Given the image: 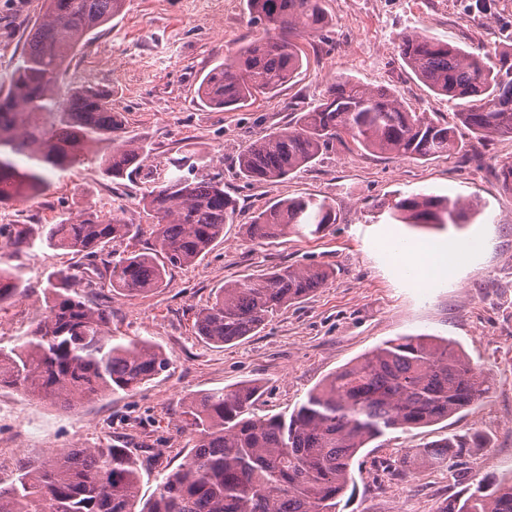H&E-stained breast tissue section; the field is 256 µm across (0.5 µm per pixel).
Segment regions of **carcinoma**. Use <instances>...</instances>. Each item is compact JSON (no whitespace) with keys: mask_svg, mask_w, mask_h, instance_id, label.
I'll list each match as a JSON object with an SVG mask.
<instances>
[{"mask_svg":"<svg viewBox=\"0 0 512 512\" xmlns=\"http://www.w3.org/2000/svg\"><path fill=\"white\" fill-rule=\"evenodd\" d=\"M124 2L46 0L8 82H0L1 205L42 192L49 176L70 171L103 140L112 142V152L102 159L107 175L130 178L146 168L147 146L124 135L109 93L92 84L58 89L71 57ZM247 7L262 35L203 71L197 96L205 107L241 110L277 92L307 60L300 40L322 35L330 24L323 0H247ZM398 48L433 93L458 102L452 120L415 112L390 89L342 74L317 105L295 113L294 124L243 149L235 159L239 176L249 183H276L348 138L371 152L429 160L458 152L461 129L477 139L512 137V45L480 55L411 31ZM44 114L47 123L40 121ZM17 156L32 166L19 172ZM203 164V157L186 152L152 179L142 197L153 237L148 252L126 248L116 255L112 244L133 241L142 225L127 223L118 211L90 207L54 224L18 225L8 244L99 257L118 294L163 288L169 269L205 256L224 240V226L235 223L239 212L224 181L198 177ZM476 208L471 201L422 194L389 206L392 218L405 224L442 228L467 223ZM336 221L335 208L324 198L276 199L254 211L244 235L272 243L292 234L315 236ZM328 277L324 268L289 265L226 281L197 312L196 333L213 344H233ZM75 279L66 269L48 277L42 318L24 343L0 348V389L71 409L136 391L167 370L169 357L159 347L114 338L109 313L81 295ZM26 294L22 270L0 269V309ZM490 389V378L449 349L448 339L402 336L333 373L289 415H256L259 386L251 380L183 400L178 421L193 435L194 447L145 501L139 497V461L128 449L64 448L0 487V512H339L353 481V461L371 440L447 420ZM479 443L477 432L448 436L415 449L400 467L387 468L406 478L415 469L446 465ZM438 512H512V483L480 482L448 497Z\"/></svg>","mask_w":512,"mask_h":512,"instance_id":"carcinoma-1","label":"carcinoma"}]
</instances>
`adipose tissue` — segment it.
I'll list each match as a JSON object with an SVG mask.
<instances>
[{
  "label": "adipose tissue",
  "instance_id": "ef3b65f1",
  "mask_svg": "<svg viewBox=\"0 0 512 512\" xmlns=\"http://www.w3.org/2000/svg\"><path fill=\"white\" fill-rule=\"evenodd\" d=\"M393 258L402 273L425 284L443 271L465 265L470 258V246L465 242L413 244L394 252Z\"/></svg>",
  "mask_w": 512,
  "mask_h": 512
}]
</instances>
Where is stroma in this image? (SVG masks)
<instances>
[{
	"mask_svg": "<svg viewBox=\"0 0 512 512\" xmlns=\"http://www.w3.org/2000/svg\"><path fill=\"white\" fill-rule=\"evenodd\" d=\"M326 0L329 30L304 48L308 65L276 95L240 111L199 106L197 80L218 52L260 36L244 0H126L121 15L69 62L60 79L67 89L87 82L111 93L128 136L146 144L148 162L180 153L203 155L202 175L218 177L240 207L224 240L202 259L173 269L166 287L137 296L98 289L111 314L113 336L148 341L170 358L167 371L133 393H120L64 409L22 391L0 389V486L63 448L139 451L140 495L149 498L176 469L195 441L179 429L185 397L253 380L260 386L258 415L291 413L326 376L400 336H440L453 342L492 380L487 397L449 420L398 430L371 441L356 457L351 494L341 512H437L448 496L478 480L512 478V190L495 177L512 164V137H466L456 154L399 159L355 146L333 145L316 164L277 183L249 184L235 169L244 147L291 122L296 104L316 103L334 76L348 74L393 90L419 112H450L403 62V32L423 31L466 49L512 44V0ZM45 11L44 0H0V76H9L25 37ZM109 142L69 172L54 177L36 197L5 204L23 223L51 224L85 207L122 209L132 224L145 223L139 205L143 179L114 180L102 171ZM412 194L476 199L481 210L468 224L439 229L393 220L387 205ZM313 195L336 209L337 222L315 236H291L267 245L243 238L253 211L280 198ZM481 241L471 263L438 285L416 287L397 271L394 243L441 238ZM24 270L27 297L0 310V347L23 343L45 306L48 275L79 268L81 260L37 247L5 250L0 266ZM321 266L327 282L229 347L196 335V313L228 280L260 275L275 266ZM477 432L481 447L464 449L454 468H426L404 479L387 466L441 438Z\"/></svg>",
	"mask_w": 512,
	"mask_h": 512,
	"instance_id": "obj_1",
	"label": "stroma"
}]
</instances>
